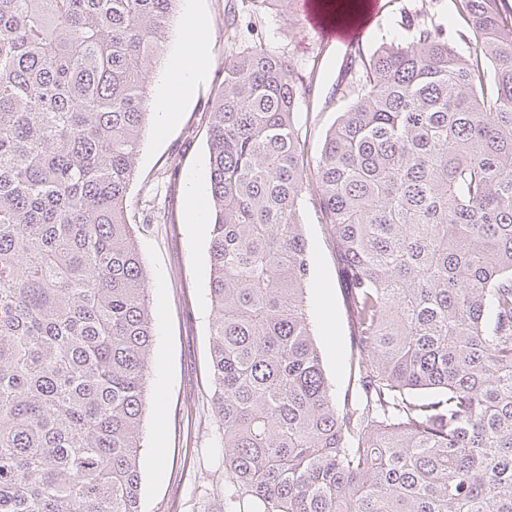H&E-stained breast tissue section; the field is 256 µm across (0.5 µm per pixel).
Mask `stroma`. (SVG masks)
Instances as JSON below:
<instances>
[{
	"label": "stroma",
	"mask_w": 512,
	"mask_h": 512,
	"mask_svg": "<svg viewBox=\"0 0 512 512\" xmlns=\"http://www.w3.org/2000/svg\"><path fill=\"white\" fill-rule=\"evenodd\" d=\"M418 0H390L359 45L407 39L402 15ZM226 0H179L163 51L149 74L152 97L184 62L188 26L207 30L205 65L178 103L174 121L150 117L128 203L139 249L152 284L155 340L147 380L141 455L142 512H220L224 503V450L212 404L209 325V229L188 221L191 188L208 184L207 116L224 68L245 47L262 46L301 73L316 72L296 124L309 154H316L339 112L331 92L346 46L314 36L292 0H236V33L224 27ZM304 233L311 258L307 304L324 369L337 392L357 370L353 325L336 245L312 205L314 183L303 191ZM172 213V222L163 214Z\"/></svg>",
	"instance_id": "1"
}]
</instances>
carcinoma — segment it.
<instances>
[{"mask_svg": "<svg viewBox=\"0 0 512 512\" xmlns=\"http://www.w3.org/2000/svg\"><path fill=\"white\" fill-rule=\"evenodd\" d=\"M178 0H0V512H142L151 288L127 208ZM351 46L309 158L314 75L262 47L209 112L212 401L224 512H512V15ZM342 261L357 375L329 382L303 189Z\"/></svg>", "mask_w": 512, "mask_h": 512, "instance_id": "cac0c4a2", "label": "carcinoma"}]
</instances>
